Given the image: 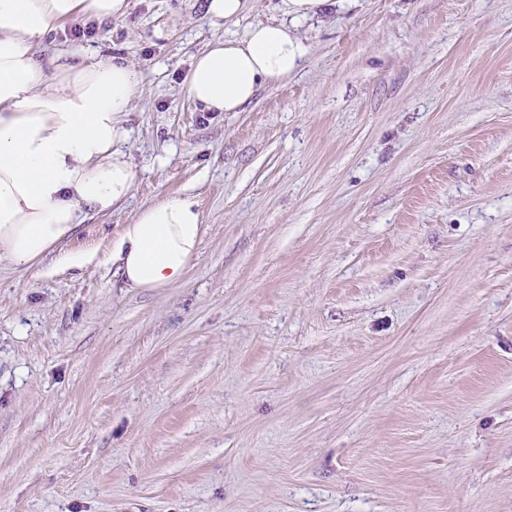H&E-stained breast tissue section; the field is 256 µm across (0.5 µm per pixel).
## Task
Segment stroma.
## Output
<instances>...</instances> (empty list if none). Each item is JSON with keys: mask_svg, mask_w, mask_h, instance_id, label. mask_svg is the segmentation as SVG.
<instances>
[{"mask_svg": "<svg viewBox=\"0 0 512 512\" xmlns=\"http://www.w3.org/2000/svg\"><path fill=\"white\" fill-rule=\"evenodd\" d=\"M284 19L129 0L39 47L136 67V180L0 272V512H512V0H346L243 111L187 97ZM168 197L199 254L125 288L112 238Z\"/></svg>", "mask_w": 512, "mask_h": 512, "instance_id": "35a3bbf8", "label": "stroma"}]
</instances>
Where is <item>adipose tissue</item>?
I'll return each instance as SVG.
<instances>
[{
  "mask_svg": "<svg viewBox=\"0 0 512 512\" xmlns=\"http://www.w3.org/2000/svg\"><path fill=\"white\" fill-rule=\"evenodd\" d=\"M127 9L128 0H0V265L34 268L86 212L111 211L133 190L135 173L120 145L124 116L142 94L135 67L108 58L88 63L73 49L37 56L57 25ZM306 53L288 24L256 23L242 38L215 39L196 54L184 89L205 111L238 112ZM204 233L192 201L147 203L113 238L112 260L126 287L175 286Z\"/></svg>",
  "mask_w": 512,
  "mask_h": 512,
  "instance_id": "adipose-tissue-1",
  "label": "adipose tissue"
}]
</instances>
